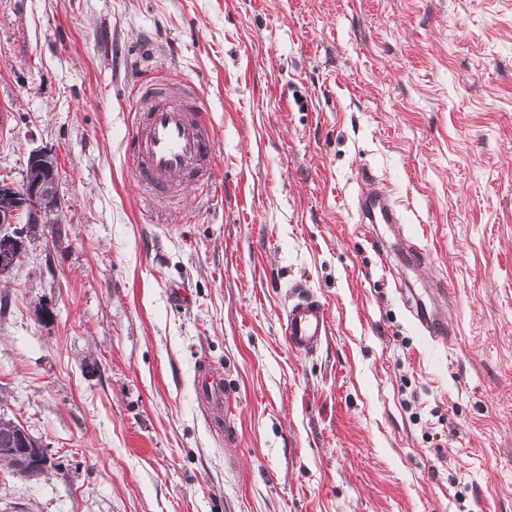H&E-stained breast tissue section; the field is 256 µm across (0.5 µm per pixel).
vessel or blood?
I'll use <instances>...</instances> for the list:
<instances>
[{
    "instance_id": "obj_1",
    "label": "vessel or blood",
    "mask_w": 512,
    "mask_h": 512,
    "mask_svg": "<svg viewBox=\"0 0 512 512\" xmlns=\"http://www.w3.org/2000/svg\"><path fill=\"white\" fill-rule=\"evenodd\" d=\"M146 106L132 137L127 162L138 186L171 192L178 180L208 186L217 168V149L212 124L200 90L191 82H149L141 96ZM363 224L398 222L394 202L371 190L358 206ZM330 330L327 309L320 301L304 297L293 303L286 317L284 334L291 349L314 350ZM199 400L219 406L227 398L220 377L201 370L195 380Z\"/></svg>"
}]
</instances>
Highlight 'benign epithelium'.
Segmentation results:
<instances>
[{
  "mask_svg": "<svg viewBox=\"0 0 512 512\" xmlns=\"http://www.w3.org/2000/svg\"><path fill=\"white\" fill-rule=\"evenodd\" d=\"M30 163L37 169L46 171L34 181L25 183L24 188H17L7 181L0 182V259L7 257L25 258L20 240L21 227L25 216L31 213L43 214L45 208L62 210L63 195L60 191V174L56 166L48 163V157L40 152L30 155ZM53 465L52 457L46 449L33 457L27 474H44Z\"/></svg>",
  "mask_w": 512,
  "mask_h": 512,
  "instance_id": "benign-epithelium-1",
  "label": "benign epithelium"
}]
</instances>
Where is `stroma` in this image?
<instances>
[{
	"instance_id": "1",
	"label": "stroma",
	"mask_w": 512,
	"mask_h": 512,
	"mask_svg": "<svg viewBox=\"0 0 512 512\" xmlns=\"http://www.w3.org/2000/svg\"><path fill=\"white\" fill-rule=\"evenodd\" d=\"M141 76L200 88L211 194L137 187ZM36 151L64 206L0 276V413L57 467L0 466V512H512V0H0V180ZM359 223L376 224L378 220L392 224L400 222L395 203L384 193L371 190L359 201ZM329 330L327 309L320 301L304 297L289 307L284 335L291 349L310 352L328 336ZM195 392L199 400L214 406L224 404L227 399L221 378L205 368L196 377Z\"/></svg>"
}]
</instances>
